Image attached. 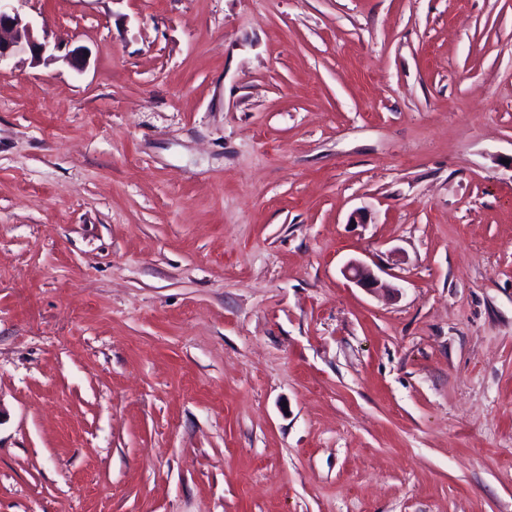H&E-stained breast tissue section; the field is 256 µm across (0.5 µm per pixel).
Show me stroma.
I'll return each mask as SVG.
<instances>
[{"label": "stroma", "mask_w": 512, "mask_h": 512, "mask_svg": "<svg viewBox=\"0 0 512 512\" xmlns=\"http://www.w3.org/2000/svg\"><path fill=\"white\" fill-rule=\"evenodd\" d=\"M18 8L0 512H512V0ZM12 2L20 0L0 1V68L18 54L29 52L37 61H55L61 56L55 53L60 50L56 44L51 46L44 34L42 41L35 35L34 28L26 21ZM345 277L360 288L379 287V278L372 268L361 261H350L343 269Z\"/></svg>", "instance_id": "35a3bbf8"}]
</instances>
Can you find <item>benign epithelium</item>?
<instances>
[{"label": "benign epithelium", "mask_w": 512, "mask_h": 512, "mask_svg": "<svg viewBox=\"0 0 512 512\" xmlns=\"http://www.w3.org/2000/svg\"><path fill=\"white\" fill-rule=\"evenodd\" d=\"M58 45H52L48 37L38 38L32 24L26 21L14 0H0V67L18 54L28 52L37 61H55L59 59L56 52ZM345 277L361 288L379 287V278L372 268L361 262L351 261L343 269Z\"/></svg>", "instance_id": "1"}]
</instances>
